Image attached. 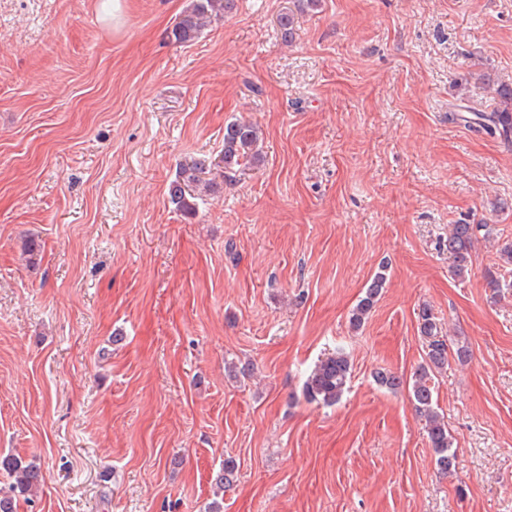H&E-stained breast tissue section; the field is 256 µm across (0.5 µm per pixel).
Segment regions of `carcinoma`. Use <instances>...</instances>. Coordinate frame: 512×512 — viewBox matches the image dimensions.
I'll list each match as a JSON object with an SVG mask.
<instances>
[{"mask_svg":"<svg viewBox=\"0 0 512 512\" xmlns=\"http://www.w3.org/2000/svg\"><path fill=\"white\" fill-rule=\"evenodd\" d=\"M235 0H190L189 5L180 13L169 39L176 44L194 41L215 19L230 13ZM496 93L501 107L491 116L476 114L475 125L488 135L508 138L512 135V84L502 83ZM262 131L253 122L234 119L224 127V168L254 165L261 161L260 143ZM208 169L204 158H190L179 164L175 180L169 190L170 203L184 215L196 212V200L215 191L217 182L207 181L201 174ZM481 229L478 224H454L448 234V254L453 258L455 272L462 277L470 262V253L476 239V232ZM387 281L385 269L377 271L365 285L363 296L350 314V323L355 329L363 327L370 313L379 301ZM418 332L425 343V362L414 375L410 384L409 395L415 411L426 421V433L434 452L435 467L443 475L452 471L456 461V451L448 435V428L443 417L434 407L431 375L448 365L449 346L447 340L440 336L438 318L433 310L422 305L417 313ZM351 364L348 355L342 351L320 360L308 375L303 396L309 402L332 406L343 395L350 378ZM375 380L381 387L396 392L404 385L403 377L390 371L375 372ZM0 468L8 471L12 481L0 486V512H15L18 499H28L29 494L44 484L46 474L34 465L25 464L14 457L0 460ZM236 461L228 457L216 472L212 483L217 493L224 492L235 481Z\"/></svg>","mask_w":512,"mask_h":512,"instance_id":"obj_1","label":"carcinoma"}]
</instances>
